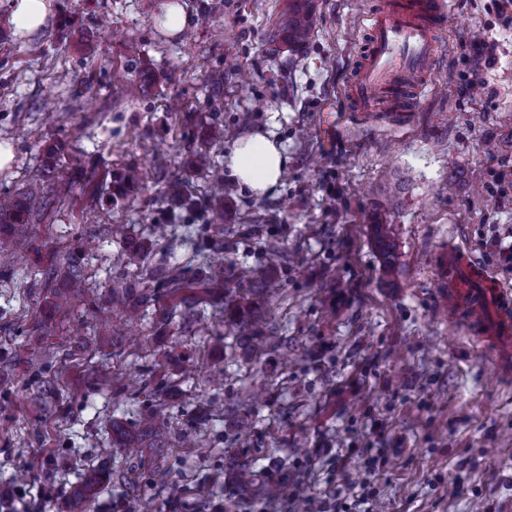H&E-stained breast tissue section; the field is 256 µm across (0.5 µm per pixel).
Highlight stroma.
Instances as JSON below:
<instances>
[{"label": "stroma", "instance_id": "stroma-1", "mask_svg": "<svg viewBox=\"0 0 512 512\" xmlns=\"http://www.w3.org/2000/svg\"><path fill=\"white\" fill-rule=\"evenodd\" d=\"M191 21L169 35L162 0H55L41 32L16 39L13 0H0V195L27 191L47 171L45 196L19 259L0 267V484L19 485L15 512H68V495L108 461L98 512H135L130 473L159 512H261L236 496L229 458L245 454L261 480L292 488L287 512H323L375 493L373 512H512V372L497 374L489 345L449 311L437 286L444 253L468 248L512 288V263L492 245L512 230V0H455L433 86L408 118L349 115L343 82L374 0H310L309 41L291 47L284 0H186ZM495 45L496 62L473 44ZM483 88L469 93L474 76ZM269 132L288 155L277 189L253 195L211 172L243 136ZM211 165L198 167V152ZM142 181L112 197L113 171ZM181 197L165 195L168 181ZM401 184L397 197L389 188ZM390 212L395 243L385 269L371 239L374 213ZM128 227L126 241L87 254L89 294L49 306L37 281L88 235ZM149 224H193L159 248L187 261L232 227L228 268L263 262L269 244L288 261L260 296L277 353L237 347L233 309L215 295L199 332L151 331L170 352L164 395L168 446H113L110 420L137 422L113 401L103 372L147 369L113 346L97 312L126 244ZM67 352L65 362L46 351ZM224 369V387L207 382ZM214 398L206 424L195 407Z\"/></svg>", "mask_w": 512, "mask_h": 512}]
</instances>
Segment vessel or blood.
Instances as JSON below:
<instances>
[{"instance_id": "vessel-or-blood-1", "label": "vessel or blood", "mask_w": 512, "mask_h": 512, "mask_svg": "<svg viewBox=\"0 0 512 512\" xmlns=\"http://www.w3.org/2000/svg\"><path fill=\"white\" fill-rule=\"evenodd\" d=\"M452 11L451 0H379L363 19L368 41L343 88L349 111L360 118L414 111L440 64V37ZM441 270L458 307L498 347L501 365L511 363L512 293L463 248L443 258Z\"/></svg>"}]
</instances>
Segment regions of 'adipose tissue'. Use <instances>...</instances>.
<instances>
[{
  "instance_id": "obj_1",
  "label": "adipose tissue",
  "mask_w": 512,
  "mask_h": 512,
  "mask_svg": "<svg viewBox=\"0 0 512 512\" xmlns=\"http://www.w3.org/2000/svg\"><path fill=\"white\" fill-rule=\"evenodd\" d=\"M52 12L53 0H15L11 13L15 36L30 38L45 26ZM287 163L283 146L260 132L241 139L224 158L232 177L258 196L274 192Z\"/></svg>"
}]
</instances>
